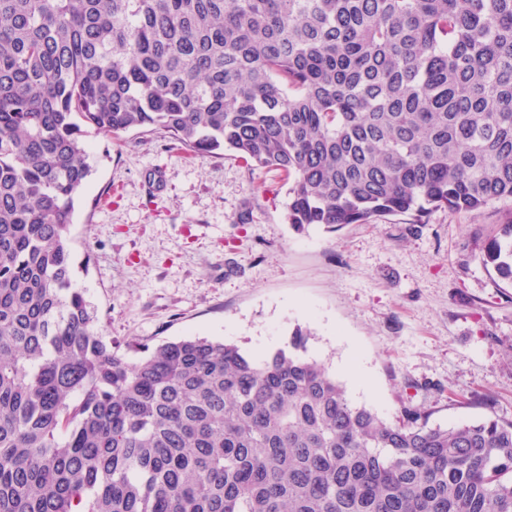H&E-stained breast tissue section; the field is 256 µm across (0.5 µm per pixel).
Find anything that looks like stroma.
<instances>
[{"label":"stroma","instance_id":"35a3bbf8","mask_svg":"<svg viewBox=\"0 0 512 512\" xmlns=\"http://www.w3.org/2000/svg\"><path fill=\"white\" fill-rule=\"evenodd\" d=\"M86 141L75 284L130 358L189 335L260 357L300 325L312 331L308 356L349 401L388 421L405 403L433 426L512 420V285L483 262L511 199L433 209L421 224L386 216L297 231L277 171L194 155L161 132L91 130ZM353 356L372 394L343 372Z\"/></svg>","mask_w":512,"mask_h":512}]
</instances>
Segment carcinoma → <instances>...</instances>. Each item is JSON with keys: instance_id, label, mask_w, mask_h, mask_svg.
I'll return each instance as SVG.
<instances>
[{"instance_id": "1", "label": "carcinoma", "mask_w": 512, "mask_h": 512, "mask_svg": "<svg viewBox=\"0 0 512 512\" xmlns=\"http://www.w3.org/2000/svg\"><path fill=\"white\" fill-rule=\"evenodd\" d=\"M88 128L277 170L299 231L477 211L512 199V0H0V512H512V421L354 407L306 329L105 341ZM484 262L512 284V223Z\"/></svg>"}]
</instances>
